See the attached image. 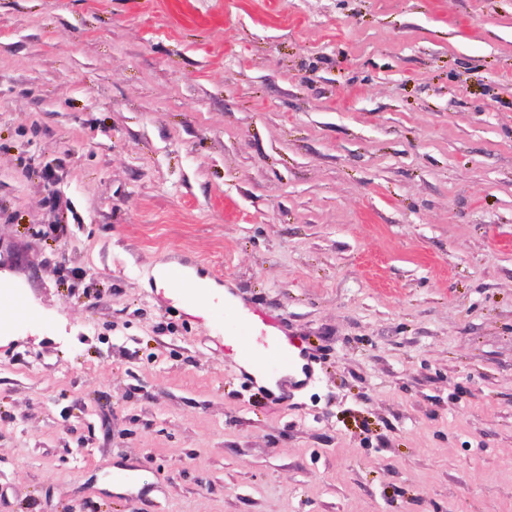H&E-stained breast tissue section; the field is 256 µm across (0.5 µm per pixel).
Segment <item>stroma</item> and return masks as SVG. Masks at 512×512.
Here are the masks:
<instances>
[{"instance_id": "obj_1", "label": "stroma", "mask_w": 512, "mask_h": 512, "mask_svg": "<svg viewBox=\"0 0 512 512\" xmlns=\"http://www.w3.org/2000/svg\"><path fill=\"white\" fill-rule=\"evenodd\" d=\"M0 262V512H512V0H0ZM253 315L256 317L253 322L254 323H261L264 328H262V333L265 337L271 341H274L278 343V351L275 356H269L266 354H259L256 358L261 362L262 366L265 369H278L280 371H287L291 372L297 367V361L298 357L296 353L290 349L285 348L282 345H280V337L276 336V331L280 329L279 321L277 318L267 314L264 310L260 308H256L253 310ZM243 363L245 369L255 375L257 378L262 380L266 385H268L270 388L277 390L278 389V383L282 380L288 381V388L289 389H295L296 387L301 386L307 379L309 378V370H308V363L303 366V373L305 378L301 381H294V380H288V372L279 373L278 375L274 377H266L264 374H261L257 371L256 364L252 356L245 355L243 357ZM303 365V362L300 361L298 363L297 369L290 374L291 377H294L296 379H299L301 376V367Z\"/></svg>"}]
</instances>
